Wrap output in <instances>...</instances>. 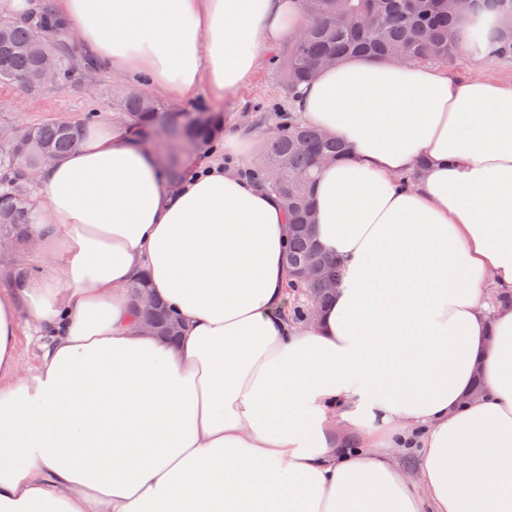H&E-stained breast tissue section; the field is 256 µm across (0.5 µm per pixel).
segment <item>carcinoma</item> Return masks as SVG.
Returning <instances> with one entry per match:
<instances>
[{
    "label": "carcinoma",
    "instance_id": "obj_1",
    "mask_svg": "<svg viewBox=\"0 0 512 512\" xmlns=\"http://www.w3.org/2000/svg\"><path fill=\"white\" fill-rule=\"evenodd\" d=\"M306 16L299 37L283 53L281 81L290 97L317 71L343 59L362 55L397 63H446L463 43H478L481 26L461 28L457 13L463 0H302ZM65 23L53 0H42L38 11L23 17L0 16V82L27 84L29 75L51 69L57 80L72 82L79 73L71 64ZM129 123L154 136L144 140L145 150L160 162L173 183L182 175L181 153L209 142L224 128L221 112H165L144 95H126L123 101ZM266 122L276 134H266L264 161L247 173L277 196L290 227L288 262L306 259L319 269L313 277L291 283V292L305 298L292 312L306 316L326 301L322 279H336L335 261L321 263V251L302 224L316 223L310 187L320 163L348 153V147L321 130L306 125L295 112L273 111ZM82 126L54 120L26 128L21 137L0 142V237L19 246L26 239L30 195L19 182L18 171L39 167L73 149ZM152 328L169 338L177 325L164 305L153 301Z\"/></svg>",
    "mask_w": 512,
    "mask_h": 512
}]
</instances>
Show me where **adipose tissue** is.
<instances>
[{
  "label": "adipose tissue",
  "mask_w": 512,
  "mask_h": 512,
  "mask_svg": "<svg viewBox=\"0 0 512 512\" xmlns=\"http://www.w3.org/2000/svg\"><path fill=\"white\" fill-rule=\"evenodd\" d=\"M56 11L176 99L236 92L304 24L300 0ZM477 17L479 69L512 17L466 0ZM295 109L350 148L313 185L341 275L312 320L257 182L195 163L169 184L110 126L41 168L33 245L0 275V512H512V82L351 57ZM142 272L176 341L136 321Z\"/></svg>",
  "instance_id": "ef3b65f1"
}]
</instances>
